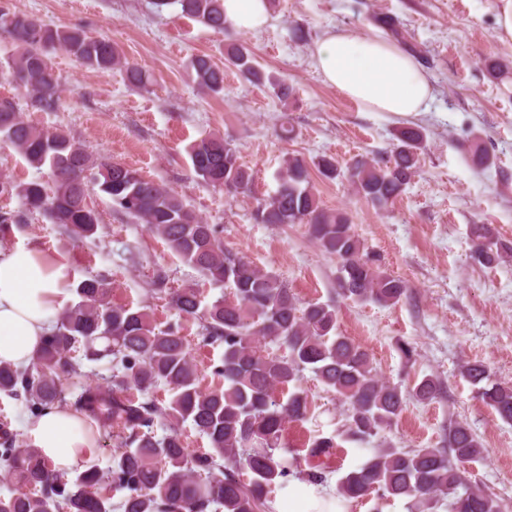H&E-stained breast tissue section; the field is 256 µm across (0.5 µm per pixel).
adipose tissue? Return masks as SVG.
<instances>
[{
	"instance_id": "1",
	"label": "adipose tissue",
	"mask_w": 512,
	"mask_h": 512,
	"mask_svg": "<svg viewBox=\"0 0 512 512\" xmlns=\"http://www.w3.org/2000/svg\"><path fill=\"white\" fill-rule=\"evenodd\" d=\"M224 18L236 30L255 32L270 23V4L224 0ZM312 60L324 82L362 111L406 118L428 109L432 85L427 75L399 45L377 35L327 30ZM67 298L64 265L41 247L0 249V362L31 365ZM27 435L31 446L61 471L76 466L89 445L81 418L57 406L33 418Z\"/></svg>"
}]
</instances>
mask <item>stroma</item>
<instances>
[{
	"mask_svg": "<svg viewBox=\"0 0 512 512\" xmlns=\"http://www.w3.org/2000/svg\"><path fill=\"white\" fill-rule=\"evenodd\" d=\"M0 10L110 38L128 62L151 75L146 87L137 88L121 71L94 70L53 51L62 103L56 111L41 112L8 77L12 43L0 29V99L15 101L35 126L64 130L93 157L173 189L227 247L279 275L301 303L334 307L340 331L372 354L384 380L407 389L417 377L436 376L442 394L429 403L408 399L397 421L373 437L372 445L440 448L449 423L466 422L487 450L483 459L467 464V478L512 505V424L500 420L462 376L467 362L481 361L496 381L512 385V256L492 267L469 259L474 224L490 225L512 248V78L492 79L484 67L491 57L512 61V41L498 36L496 0H279L270 24L257 33L229 26L218 33L181 16L178 6L156 10L152 0H0ZM384 17L408 30L434 89L428 111L416 119L426 137L418 172L382 209L355 194L346 180L315 172L311 182L322 206L347 212L385 270L408 281V297L391 307L358 305L340 295L336 261L305 225L253 219L256 198L276 190L289 156L310 164L327 155L343 167L358 155L388 160L392 135L406 119L360 111L324 83L312 62L314 45L326 30L379 34ZM298 28L305 41L295 40ZM232 43L248 46L262 69L293 86V100L279 102L268 88L226 66L225 49ZM196 54L223 66V96L196 85L187 68ZM285 119L295 128L289 142L276 136ZM212 133L234 140L241 161L253 169V197H228L196 177L186 148ZM476 133L494 159L484 170L473 167L469 157ZM89 202L100 217L91 237H73L34 213L0 246L40 245L66 265L72 287L91 276L104 278L113 303L147 308L159 328L180 329L190 342L202 389L223 386L212 373L223 346L203 345L198 321L179 314L166 295L155 292L154 281L161 273L172 289L198 284L209 301L223 295V288L202 280L146 225L103 195L91 194ZM402 341L414 347L413 361L402 357ZM300 388L309 411L304 420L287 424L282 445L294 456L304 454L314 439H334L331 471L322 485L329 495L364 452L343 433V400L308 371Z\"/></svg>",
	"mask_w": 512,
	"mask_h": 512,
	"instance_id": "obj_1",
	"label": "stroma"
}]
</instances>
